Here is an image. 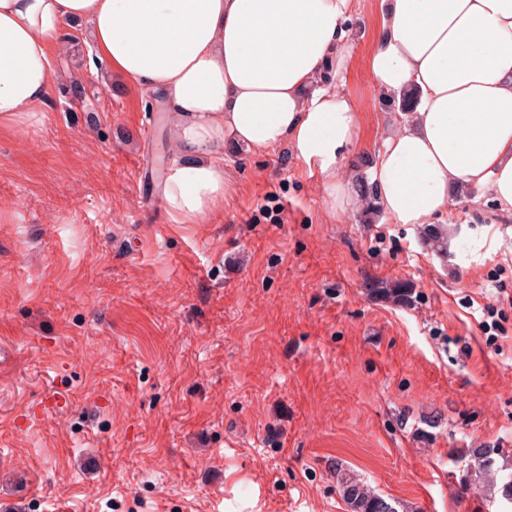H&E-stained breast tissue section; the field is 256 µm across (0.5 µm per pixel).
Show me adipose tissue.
<instances>
[{
    "label": "adipose tissue",
    "instance_id": "ef3b65f1",
    "mask_svg": "<svg viewBox=\"0 0 512 512\" xmlns=\"http://www.w3.org/2000/svg\"><path fill=\"white\" fill-rule=\"evenodd\" d=\"M356 0H0V125L38 119L70 26L84 22L112 72L156 96L177 163L158 183L176 224L224 206L227 145L287 146L317 175L330 214L361 207L348 167L363 116L345 93ZM367 57L376 90L412 111L368 170L384 221H454L463 191L488 187L512 214V0H379Z\"/></svg>",
    "mask_w": 512,
    "mask_h": 512
}]
</instances>
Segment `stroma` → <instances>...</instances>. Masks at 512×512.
Instances as JSON below:
<instances>
[{"mask_svg":"<svg viewBox=\"0 0 512 512\" xmlns=\"http://www.w3.org/2000/svg\"><path fill=\"white\" fill-rule=\"evenodd\" d=\"M377 21L356 0L363 170L397 117L366 66ZM57 70L40 121L0 126V512H350L346 478L397 512H503L512 216L488 188L433 247L331 217L286 147L231 149L223 211L174 224L154 97L84 24ZM461 448L494 449L491 474Z\"/></svg>","mask_w":512,"mask_h":512,"instance_id":"obj_1","label":"stroma"}]
</instances>
